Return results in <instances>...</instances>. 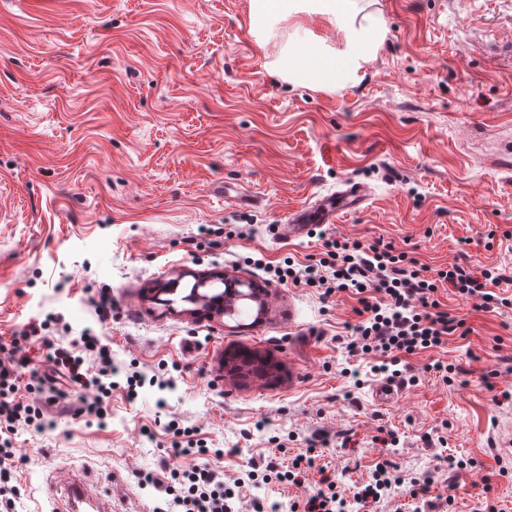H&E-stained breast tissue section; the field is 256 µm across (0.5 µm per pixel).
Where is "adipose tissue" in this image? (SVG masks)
I'll return each mask as SVG.
<instances>
[{
    "instance_id": "obj_1",
    "label": "adipose tissue",
    "mask_w": 512,
    "mask_h": 512,
    "mask_svg": "<svg viewBox=\"0 0 512 512\" xmlns=\"http://www.w3.org/2000/svg\"><path fill=\"white\" fill-rule=\"evenodd\" d=\"M315 15L335 31V40L311 39L288 59V78L302 86L336 87L358 79L374 59L385 32L365 0H250V21L269 42L278 21Z\"/></svg>"
}]
</instances>
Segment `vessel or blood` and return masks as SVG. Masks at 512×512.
I'll return each mask as SVG.
<instances>
[{
	"instance_id": "1",
	"label": "vessel or blood",
	"mask_w": 512,
	"mask_h": 512,
	"mask_svg": "<svg viewBox=\"0 0 512 512\" xmlns=\"http://www.w3.org/2000/svg\"><path fill=\"white\" fill-rule=\"evenodd\" d=\"M368 200V193L359 184L348 185L336 194L318 199L313 204L291 212L288 217V234L300 238L316 224H334L344 215L362 210Z\"/></svg>"
}]
</instances>
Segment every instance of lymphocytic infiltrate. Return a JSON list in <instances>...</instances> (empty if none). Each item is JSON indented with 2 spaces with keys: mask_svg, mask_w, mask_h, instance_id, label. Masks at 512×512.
<instances>
[{
  "mask_svg": "<svg viewBox=\"0 0 512 512\" xmlns=\"http://www.w3.org/2000/svg\"><path fill=\"white\" fill-rule=\"evenodd\" d=\"M324 255L315 264L274 267L284 283L321 289L323 297L348 292L360 307L352 338L346 344L351 355H372L380 362L374 370L390 378L401 377L402 356L438 348L465 327L437 297L440 285H448L460 298L478 300L479 310L512 309V296L495 288L512 282V269L493 266L473 270L454 263L429 274L426 265L409 258L394 243H370L324 239ZM40 327L23 330L13 338L7 358L0 359V483L9 482L6 463L15 456L12 437L19 428L41 430L47 423L45 409L66 395V386L79 391L77 416L102 417L103 402L112 391V350L101 337L84 333L68 344L47 342L46 371L31 370L34 341ZM393 465L381 459L369 484L357 488L352 498L337 489L335 477L321 475L306 496L303 512H346L348 501L368 507L389 496L396 487ZM172 482L165 486L169 512H232L233 489L208 468L171 469Z\"/></svg>",
  "mask_w": 512,
  "mask_h": 512,
  "instance_id": "1",
  "label": "lymphocytic infiltrate"
}]
</instances>
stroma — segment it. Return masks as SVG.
I'll return each instance as SVG.
<instances>
[{"label": "stroma", "instance_id": "obj_1", "mask_svg": "<svg viewBox=\"0 0 512 512\" xmlns=\"http://www.w3.org/2000/svg\"><path fill=\"white\" fill-rule=\"evenodd\" d=\"M386 38L345 87H300L273 62L303 36L335 39L318 18L283 22L260 45L248 0H0V344L63 315L64 340L93 328L120 368L172 379L129 396L118 383L102 418L54 411L18 431L14 512H66L51 481L86 475L87 501L157 512L163 489L139 477L208 464L233 484L237 512L302 505L320 469L342 491L390 459L401 482L375 512H417L413 483L448 512H512V310L438 298L470 332L406 355L414 383L381 402L375 357L347 353L354 296L266 283L247 262L314 263L317 236L290 238L291 209L350 182L365 210L325 231L394 243L434 268L512 266V0H372ZM266 285L263 319L186 314L157 291L198 276ZM112 293L95 315L91 291ZM279 364L240 380L229 352ZM459 365L453 381L430 369ZM393 435L375 443L378 431ZM351 443L342 446L341 433ZM185 455L172 454L173 445ZM306 458L303 485L266 475ZM465 461L456 486L449 461Z\"/></svg>", "mask_w": 512, "mask_h": 512}]
</instances>
